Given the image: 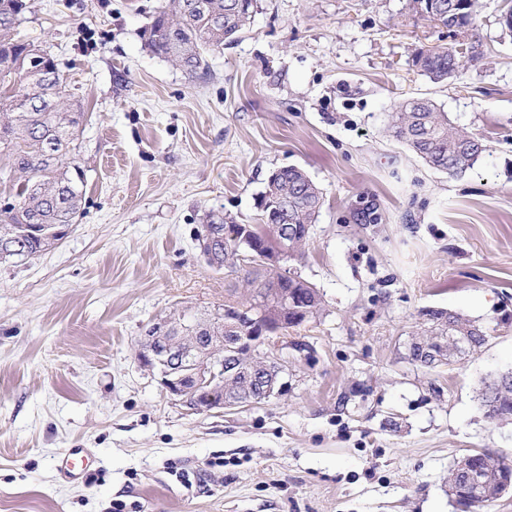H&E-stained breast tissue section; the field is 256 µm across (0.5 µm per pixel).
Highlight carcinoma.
Returning <instances> with one entry per match:
<instances>
[{"instance_id":"obj_1","label":"carcinoma","mask_w":512,"mask_h":512,"mask_svg":"<svg viewBox=\"0 0 512 512\" xmlns=\"http://www.w3.org/2000/svg\"><path fill=\"white\" fill-rule=\"evenodd\" d=\"M254 0H167L143 33L144 46L181 68L190 77L206 74L207 54L226 42L234 41L250 23ZM26 0H0V155L8 158V172L16 177V199L10 209L0 208V240L20 248L22 261L42 254L49 237L61 229H70L80 214L85 171L79 160L78 136L85 120L81 101L67 90L66 80L53 58L42 66L30 65L29 47L33 43L15 38V28L27 10ZM479 0H460L457 23L463 27V39L419 51L413 65L434 83L448 80V64L462 69L464 63L480 57V43L471 38L476 28ZM395 137L403 141L430 168L462 175L473 168L486 147L481 139L469 135L448 120L447 113L430 99H412L395 112L392 126ZM323 194L307 173L298 167H283L272 172L261 196L263 224H279L291 230L288 244L293 259L310 237L322 206ZM207 223L220 232L219 246L231 274L242 279L251 292L280 288L288 294V310L271 327L284 323L299 326L321 310L322 298L313 284L292 268L274 270L265 265L263 238L255 237L257 258L244 267L234 261L241 249L234 235L242 226L219 212L207 214ZM445 319L440 327L421 330L424 339L452 336L468 331L480 337L476 347L486 340L473 321L459 313L425 309L421 316ZM509 379L487 405L488 418L512 417V370ZM508 467L502 456L484 452L475 458L474 473L487 476L489 468Z\"/></svg>"}]
</instances>
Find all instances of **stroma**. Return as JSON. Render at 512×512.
<instances>
[{
  "label": "stroma",
  "mask_w": 512,
  "mask_h": 512,
  "mask_svg": "<svg viewBox=\"0 0 512 512\" xmlns=\"http://www.w3.org/2000/svg\"><path fill=\"white\" fill-rule=\"evenodd\" d=\"M479 3L480 58L436 84L412 59L448 31L413 0H257L198 78L144 46L162 0H28L15 35L85 102L86 179L53 250L0 264V512H459L454 461L512 459V421L478 399L512 368V38L502 0ZM412 97L482 139L464 175L393 138ZM287 166L323 193L298 266L323 308L274 340L287 392L189 410L138 339L242 299L196 231L212 210L259 223ZM425 308L475 320L486 343L419 366ZM70 448L94 454L82 479L56 468Z\"/></svg>",
  "instance_id": "obj_1"
}]
</instances>
